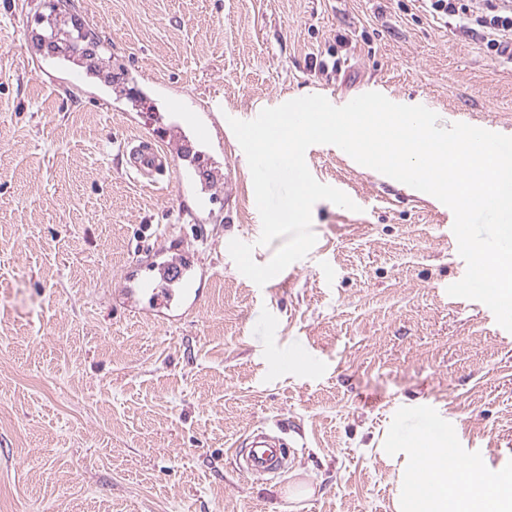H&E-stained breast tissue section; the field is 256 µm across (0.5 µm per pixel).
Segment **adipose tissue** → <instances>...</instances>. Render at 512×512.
Segmentation results:
<instances>
[{
	"label": "adipose tissue",
	"mask_w": 512,
	"mask_h": 512,
	"mask_svg": "<svg viewBox=\"0 0 512 512\" xmlns=\"http://www.w3.org/2000/svg\"><path fill=\"white\" fill-rule=\"evenodd\" d=\"M447 445V434L438 433L427 447L405 449V512H512V472L468 490L471 471L464 462H449Z\"/></svg>",
	"instance_id": "1"
}]
</instances>
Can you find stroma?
<instances>
[{"label": "stroma", "instance_id": "obj_1", "mask_svg": "<svg viewBox=\"0 0 512 512\" xmlns=\"http://www.w3.org/2000/svg\"><path fill=\"white\" fill-rule=\"evenodd\" d=\"M41 0H0V512H398L386 451L436 415L465 455L512 469V332L449 296L465 262L446 205L335 146L305 160L359 210L321 200L317 241L288 284L257 286L231 240L259 245L248 162L232 129L216 161L236 190L194 222L193 197L140 182L120 150L161 137L173 90L243 119L323 91L429 100L440 120L512 131V59L418 0H63L161 95L36 76L25 27ZM335 51L325 76L313 57ZM205 274L198 313L136 316L112 299L157 251ZM319 359L285 364L284 349ZM280 423L297 445L273 478L231 449Z\"/></svg>", "mask_w": 512, "mask_h": 512}]
</instances>
